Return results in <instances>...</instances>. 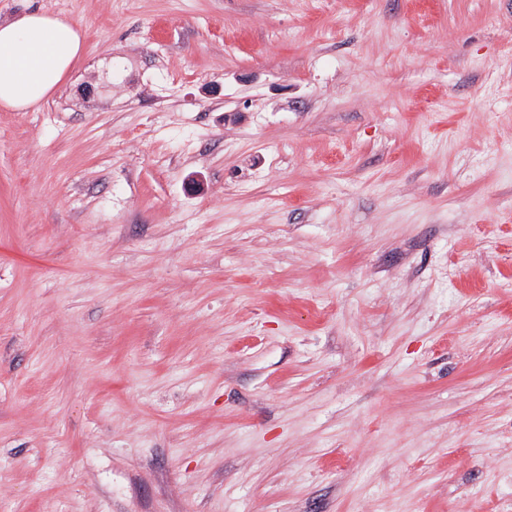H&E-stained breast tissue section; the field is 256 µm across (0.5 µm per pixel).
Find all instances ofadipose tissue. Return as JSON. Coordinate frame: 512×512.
<instances>
[{"instance_id":"obj_1","label":"adipose tissue","mask_w":512,"mask_h":512,"mask_svg":"<svg viewBox=\"0 0 512 512\" xmlns=\"http://www.w3.org/2000/svg\"><path fill=\"white\" fill-rule=\"evenodd\" d=\"M73 21L33 11L0 20V107L25 112L57 89L80 59Z\"/></svg>"}]
</instances>
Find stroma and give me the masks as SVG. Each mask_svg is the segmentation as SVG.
Listing matches in <instances>:
<instances>
[{
    "label": "stroma",
    "mask_w": 512,
    "mask_h": 512,
    "mask_svg": "<svg viewBox=\"0 0 512 512\" xmlns=\"http://www.w3.org/2000/svg\"><path fill=\"white\" fill-rule=\"evenodd\" d=\"M0 512H512V0H0ZM73 21L33 11L0 19V106L26 112L57 89L81 58Z\"/></svg>",
    "instance_id": "stroma-1"
}]
</instances>
